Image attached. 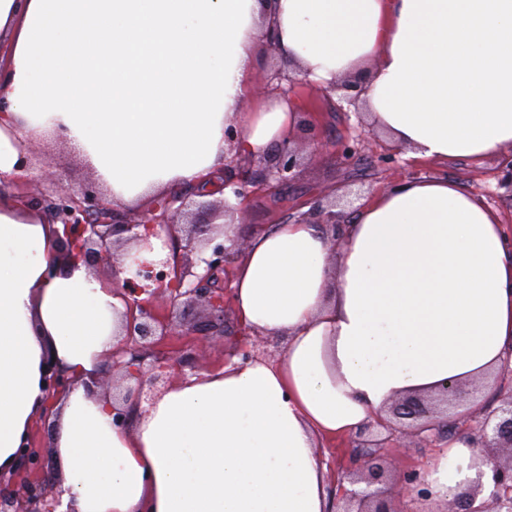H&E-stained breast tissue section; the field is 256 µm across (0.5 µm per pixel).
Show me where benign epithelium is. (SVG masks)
<instances>
[{"label":"benign epithelium","mask_w":512,"mask_h":512,"mask_svg":"<svg viewBox=\"0 0 512 512\" xmlns=\"http://www.w3.org/2000/svg\"><path fill=\"white\" fill-rule=\"evenodd\" d=\"M298 164V151L291 144H283L266 161V176L280 183L288 180ZM254 181L232 173L224 176V188L239 200L245 198ZM223 204L200 201L195 210L180 196L173 194L160 198L153 209L133 219H124L101 196L86 194L78 200L70 194L59 198L53 206L54 215L62 225L58 237L66 253H78L89 265L102 262L110 267L112 284L127 303L128 315L123 331L125 343L112 352L107 371L119 373L127 386L119 399H113L112 423L124 427L129 420L128 407L140 406L144 386H154L168 373H184L185 359L176 354L155 351V347L168 336H200L203 350L213 348L212 339L224 338L228 289L223 286L224 274L242 254L241 240L231 247L215 242L224 235V226L194 220L210 212L224 213ZM166 227L172 238H180V226H187L184 252H202L207 256L193 262L175 257L176 267L169 260L149 262L140 252L152 249L150 237L158 236L155 228ZM123 244L124 266L112 263L115 246ZM48 405L66 391L72 380L59 373L52 360L46 362ZM480 388L446 379L429 394H408L394 400L363 427V433L383 428L387 439L395 434L406 439L391 450L389 460L377 459L372 449L379 440L365 439L362 447L365 464L344 478L351 489L343 490L345 503L342 512H398L395 503L407 498L428 499L429 488L417 484V474L410 472L398 482L390 480L401 466V460L411 449L433 441L440 435V426L457 423L458 408L467 406L475 411ZM472 447L485 455L477 464L489 471L478 470L477 478L457 492L448 501L444 512H512V393L501 396L495 410L482 415L473 428ZM42 483L27 487V507L20 509L13 494L0 493V512H55L60 504L59 495H47V487L54 485L56 477L52 463L41 464Z\"/></svg>","instance_id":"benign-epithelium-1"}]
</instances>
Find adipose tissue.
<instances>
[{
  "label": "adipose tissue",
  "instance_id": "adipose-tissue-1",
  "mask_svg": "<svg viewBox=\"0 0 512 512\" xmlns=\"http://www.w3.org/2000/svg\"><path fill=\"white\" fill-rule=\"evenodd\" d=\"M271 33L310 80L367 71L370 122L413 156L512 152V0H0V475L54 358L73 379L50 418L59 512H331L323 437L512 352V237L458 183L408 180L344 224L340 248L304 221L255 231L233 308L284 353L186 376L113 426L96 382L127 305L16 202L26 147L61 132L116 207L205 183L228 154L296 136L291 103L243 109ZM469 445L422 470L433 506L476 477Z\"/></svg>",
  "mask_w": 512,
  "mask_h": 512
}]
</instances>
